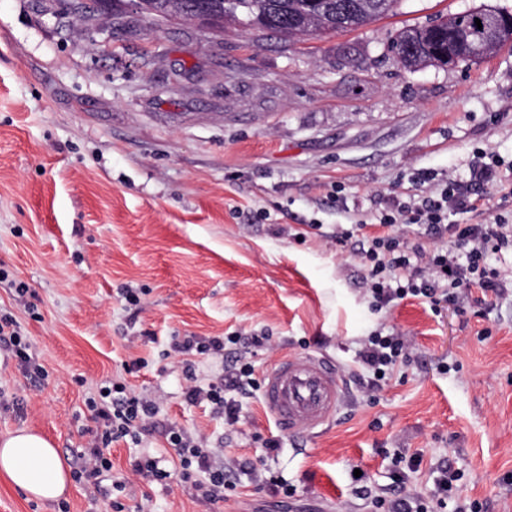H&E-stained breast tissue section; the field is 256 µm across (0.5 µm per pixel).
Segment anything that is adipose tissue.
<instances>
[{"label":"adipose tissue","mask_w":512,"mask_h":512,"mask_svg":"<svg viewBox=\"0 0 512 512\" xmlns=\"http://www.w3.org/2000/svg\"><path fill=\"white\" fill-rule=\"evenodd\" d=\"M0 474L40 501L60 498L71 482V473L54 444L25 429L0 439Z\"/></svg>","instance_id":"ef3b65f1"}]
</instances>
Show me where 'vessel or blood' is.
<instances>
[{"instance_id": "b4317fda", "label": "vessel or blood", "mask_w": 512, "mask_h": 512, "mask_svg": "<svg viewBox=\"0 0 512 512\" xmlns=\"http://www.w3.org/2000/svg\"><path fill=\"white\" fill-rule=\"evenodd\" d=\"M344 397L340 372L323 355L287 354L263 372L264 408L293 436L316 434L333 422Z\"/></svg>"}]
</instances>
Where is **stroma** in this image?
<instances>
[{
    "instance_id": "stroma-1",
    "label": "stroma",
    "mask_w": 512,
    "mask_h": 512,
    "mask_svg": "<svg viewBox=\"0 0 512 512\" xmlns=\"http://www.w3.org/2000/svg\"><path fill=\"white\" fill-rule=\"evenodd\" d=\"M486 6L512 12V0H399L358 29L288 39L99 0H0V267L31 289L1 285L0 312L39 367L0 351V438L36 430L72 463L106 381L155 399L160 424L112 443L98 485L73 481L55 501L0 477V512H113L116 500L124 512H272L273 476L295 488L288 512H368L358 488L386 489L399 452L422 457L414 489L432 492L449 463L483 512H512V296L478 316L417 299L376 313L357 255L383 231L379 209L422 193L411 172L467 179L477 146L512 159V43L417 70L391 51L403 29ZM340 224L356 228L342 250L328 240ZM385 321L411 338V360L371 402L356 354ZM235 331L270 334L260 371L289 353L332 358L346 389L335 421L293 437L257 395L236 428L188 404L185 363L205 385L224 361L169 354L173 338ZM168 428L233 469L226 501L181 483ZM146 450L166 483L132 474Z\"/></svg>"
}]
</instances>
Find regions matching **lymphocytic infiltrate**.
<instances>
[{
    "label": "lymphocytic infiltrate",
    "mask_w": 512,
    "mask_h": 512,
    "mask_svg": "<svg viewBox=\"0 0 512 512\" xmlns=\"http://www.w3.org/2000/svg\"><path fill=\"white\" fill-rule=\"evenodd\" d=\"M469 170L468 181L434 184L418 199L393 200L380 212L378 221L385 234L365 238L359 253L365 270L363 288L374 311L416 298L437 314L448 304L465 307L476 288L494 299L512 293V273L490 263L492 256L512 248V221L503 216L481 224L458 220L461 214L481 211L487 187L512 188V161H505L492 149L477 147L472 151ZM412 231L440 239L441 244L429 251L416 246L408 238ZM271 347V336L263 332L176 337L170 345L173 353L229 360L220 382L204 386L194 384L195 371L186 368V402L207 403L226 424L241 423L244 400L260 388L252 358L256 351ZM357 357L367 373L360 385L371 398L408 362L410 343L396 327L382 324L362 340ZM92 411L96 423L93 441L74 459L78 477L88 482L109 468L105 452L113 442L127 438L136 443L142 433L155 428L158 407L116 382L101 387ZM165 436L179 458L181 480L190 485L196 498L218 503L224 501L226 492L235 489L230 474L215 464L213 449L199 446L181 430H166ZM420 465V458L412 457L405 466L394 467L390 493L371 498L372 512H439L451 500L456 501L457 512H483L482 503L463 497L462 475L451 464L439 468L431 496L408 487V473Z\"/></svg>",
    "instance_id": "lymphocytic-infiltrate-1"
}]
</instances>
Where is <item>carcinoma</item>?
Returning a JSON list of instances; mask_svg holds the SVG:
<instances>
[{
    "label": "carcinoma",
    "instance_id": "1",
    "mask_svg": "<svg viewBox=\"0 0 512 512\" xmlns=\"http://www.w3.org/2000/svg\"><path fill=\"white\" fill-rule=\"evenodd\" d=\"M397 0H323L324 9H315L309 0H144V11L155 19L179 17L193 19L209 16L230 19L245 27L294 38L310 32L343 31L360 27L387 15ZM444 27H464L478 34L480 30L471 13L455 14L442 19ZM414 50L399 56L408 68L439 64L433 54L438 46L450 48L458 62L475 61L472 44H448V35L428 26L405 29L392 42L391 51L407 43Z\"/></svg>",
    "mask_w": 512,
    "mask_h": 512
}]
</instances>
